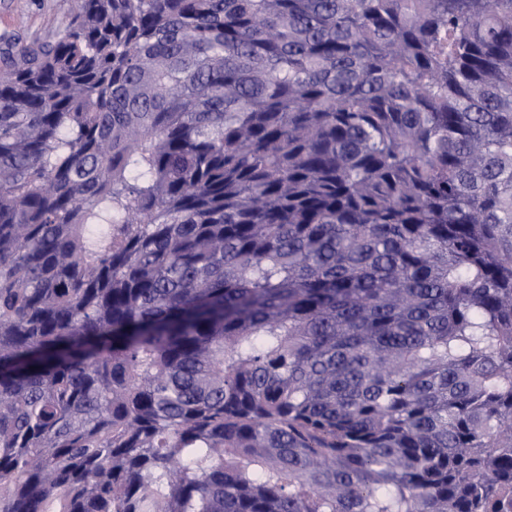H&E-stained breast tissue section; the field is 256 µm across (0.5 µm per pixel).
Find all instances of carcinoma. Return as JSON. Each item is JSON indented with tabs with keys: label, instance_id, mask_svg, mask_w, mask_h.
<instances>
[{
	"label": "carcinoma",
	"instance_id": "cac0c4a2",
	"mask_svg": "<svg viewBox=\"0 0 512 512\" xmlns=\"http://www.w3.org/2000/svg\"><path fill=\"white\" fill-rule=\"evenodd\" d=\"M0 512H512V0L4 48Z\"/></svg>",
	"mask_w": 512,
	"mask_h": 512
}]
</instances>
